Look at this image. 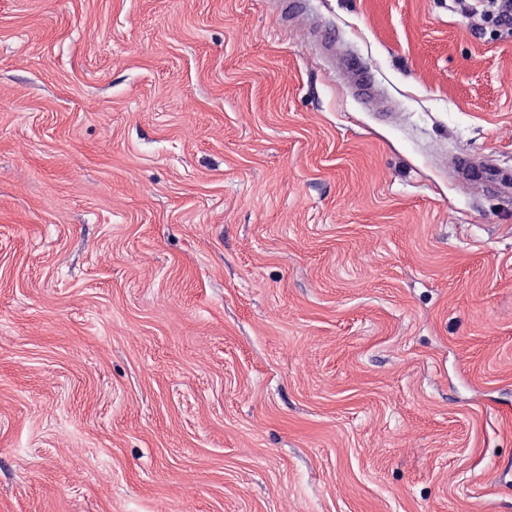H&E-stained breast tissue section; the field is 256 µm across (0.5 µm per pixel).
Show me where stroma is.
Segmentation results:
<instances>
[{
	"instance_id": "obj_1",
	"label": "stroma",
	"mask_w": 512,
	"mask_h": 512,
	"mask_svg": "<svg viewBox=\"0 0 512 512\" xmlns=\"http://www.w3.org/2000/svg\"><path fill=\"white\" fill-rule=\"evenodd\" d=\"M511 181L448 0H0V512H512ZM340 75L358 95L365 99L377 98L375 83L369 72L361 65L344 58L340 66Z\"/></svg>"
}]
</instances>
